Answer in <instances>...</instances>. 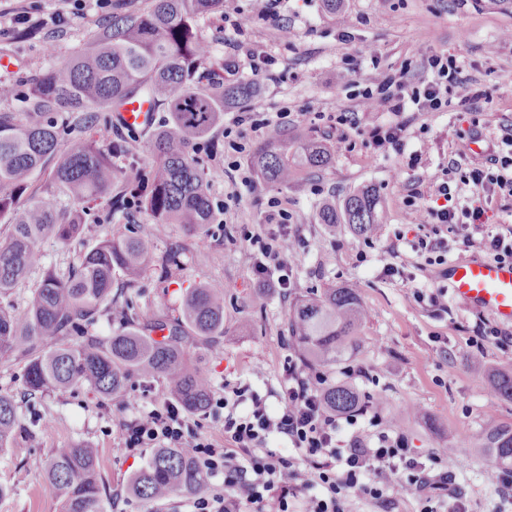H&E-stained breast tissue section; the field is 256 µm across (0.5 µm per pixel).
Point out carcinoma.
Instances as JSON below:
<instances>
[{"mask_svg": "<svg viewBox=\"0 0 512 512\" xmlns=\"http://www.w3.org/2000/svg\"><path fill=\"white\" fill-rule=\"evenodd\" d=\"M224 15V0H150L145 9L118 7L83 50L33 79L25 112L0 113V219L13 226L0 244V360L27 361L25 391L41 396L86 386L112 398L129 381L161 379L166 394L184 410L201 412L215 391L211 373L193 365L187 348L224 339V284L204 282L187 289L179 314L142 321L131 312L126 292L154 269L164 287L177 281L181 248L155 255L148 242L171 224L202 235L214 221L211 190L194 146L210 139L224 112L239 108L261 90L258 78L224 84L222 66L204 67L211 44L198 34L201 17ZM148 95L168 116L140 149L153 157L150 187L119 172L115 153H128L126 138L113 128L112 114L130 99ZM81 137L63 147L57 117ZM330 149L314 140L275 133L255 145L250 165L271 185L286 187L302 166L321 168ZM107 198L115 213L136 209L150 218L146 235L104 238L65 275L46 271L24 312L7 298L41 264L40 243H66L79 235L90 204ZM135 201L137 205L130 206ZM379 195L372 188L325 204L320 223L369 238L378 228ZM123 288L112 293L115 278ZM106 307L124 312L107 338L91 332ZM367 318L357 290L342 286L305 296L289 311L288 331L296 355L310 367H330L357 346L356 331ZM494 391L512 400V365L490 370ZM332 413L359 409L357 390L344 384L322 392ZM20 424L15 399L0 394V449L11 444ZM477 447L496 468L512 469V424L486 420ZM96 449L75 442L52 451L43 475L46 494L61 499V512H108L97 470ZM206 485L185 448L154 450L145 466L125 481L129 494L145 501L192 496Z\"/></svg>", "mask_w": 512, "mask_h": 512, "instance_id": "carcinoma-1", "label": "carcinoma"}]
</instances>
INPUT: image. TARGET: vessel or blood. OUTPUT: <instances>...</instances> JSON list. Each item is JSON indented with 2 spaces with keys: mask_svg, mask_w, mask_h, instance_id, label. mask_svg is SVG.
Listing matches in <instances>:
<instances>
[{
  "mask_svg": "<svg viewBox=\"0 0 512 512\" xmlns=\"http://www.w3.org/2000/svg\"><path fill=\"white\" fill-rule=\"evenodd\" d=\"M154 102L134 100L119 112L127 129L142 131L155 120ZM451 295L463 305L489 314L500 322H512V261H452L446 267Z\"/></svg>",
  "mask_w": 512,
  "mask_h": 512,
  "instance_id": "b4317fda",
  "label": "vessel or blood"
}]
</instances>
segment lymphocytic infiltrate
<instances>
[{"mask_svg":"<svg viewBox=\"0 0 512 512\" xmlns=\"http://www.w3.org/2000/svg\"><path fill=\"white\" fill-rule=\"evenodd\" d=\"M427 78L416 86L390 76L378 78L376 89H364L363 106L370 112L401 115L407 106L419 112H443L449 102L469 112L485 93L459 76L453 56L437 53L427 58ZM460 184L470 187L465 204L452 205L453 188L442 182L437 194L443 204L425 205L407 200L422 224L487 223L483 195L498 189L512 196V138L486 167L449 166ZM268 221L276 223L281 244L239 227V238L258 248L278 270L279 287H287L291 271L304 241L294 230L292 215L280 199L268 202ZM328 382L325 374L288 366V386L276 409H269L249 387L233 389L231 396L213 399L212 412L221 413L223 445L199 434L193 422L170 401L140 412L133 421L120 425L113 442L135 455L145 448H186L211 476H223L224 489L205 492L192 500V512H291L294 500H301V512H345L352 499H377L384 494L398 497L419 495L421 512H466V506L452 489L453 478L444 470L447 449L423 459L407 433L399 428L378 432L370 443L358 438L341 442L345 430L356 428L361 412L337 415L326 411L320 399ZM283 440V450L269 449L271 440ZM389 482H381V474Z\"/></svg>","mask_w":512,"mask_h":512,"instance_id":"obj_1","label":"lymphocytic infiltrate"}]
</instances>
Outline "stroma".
I'll return each mask as SVG.
<instances>
[{
    "mask_svg": "<svg viewBox=\"0 0 512 512\" xmlns=\"http://www.w3.org/2000/svg\"><path fill=\"white\" fill-rule=\"evenodd\" d=\"M21 12L26 21L36 22L35 38H21L26 22L15 19ZM111 14L110 0H0V54L10 53L15 62L13 69L0 68V81L19 86L49 65L70 59ZM281 23L295 27L298 36L293 42L278 37ZM198 29L212 43L216 61L228 63V82L252 78L245 50L264 45L269 63L261 93L248 112L266 117L286 113L285 132L302 131L331 145L334 155L328 166L302 170L284 188L258 178L248 159L231 169L225 167L223 153L200 151L215 221L201 239L173 224L166 236L153 241L156 254L169 244L182 245V271L178 282L166 289L154 273H147L130 293L135 313L143 318L177 315L184 288L223 282L224 338L214 347L196 349L195 355L217 376L216 396L246 385L273 407L294 355L287 339L290 307L302 296L326 288H357L369 310L357 333L358 347L325 373L330 382L353 385L361 395L377 394L386 401L379 426L361 422L358 434L366 439L374 429L399 426L421 455L455 449L448 468L455 473L468 512H496L500 499L495 470L473 446L487 415L512 422V401L495 394L486 374L488 366L512 361V345L492 342L483 353H475L470 342L485 313L453 300L444 312L429 305L428 294L445 282L438 266H425L410 242L431 234L433 227L417 224L404 200L416 196L421 203L432 202L450 160L489 165L503 140L512 137V39L506 37L512 32V12L493 0H347L339 20L324 12L322 0H276L269 21L244 18L233 28L225 26L223 18L205 16ZM367 48L375 50V57L364 56ZM439 52L453 55L462 78L486 92L488 101L476 112L465 114L454 105L445 112L410 107L398 116L364 110L360 93L376 72L399 76L413 86L426 77L427 57ZM356 58L361 69L353 74L349 62ZM343 113L348 116L344 122L339 119ZM398 120L406 124L403 148L378 149L371 138L373 128ZM452 127L484 137L482 154H459L448 137ZM365 186L374 188L382 201L381 225L373 238L347 231L334 234L320 224L323 202L343 200ZM232 191L240 200L224 207ZM274 196L287 203L307 248L290 273L289 288L267 289L259 304L255 294L265 281L255 270L257 257L226 237L224 228L259 224L264 234L274 233V226L265 221ZM487 215L483 227L445 231L448 260L487 258L480 241L487 233L512 227V197L490 194ZM145 221L141 213L110 214L103 203L70 242L43 240L42 264L10 297L15 311L23 312L46 269L66 274L99 239L143 235ZM466 234L472 236L473 246L462 245ZM416 290L421 298H413ZM25 366L22 360L0 362V391L14 397L26 429L15 444L0 451V486L9 491L0 499V512H59L58 501L42 489L44 467L52 449L77 441L98 450L99 478L112 512H190L187 496L145 503L128 495L126 477L147 458L128 455L112 442L113 430L162 398V380L133 378L126 393L112 399L76 387L31 400L25 394ZM408 405L417 406L418 414L405 413Z\"/></svg>",
    "mask_w": 512,
    "mask_h": 512,
    "instance_id": "obj_1",
    "label": "stroma"
}]
</instances>
